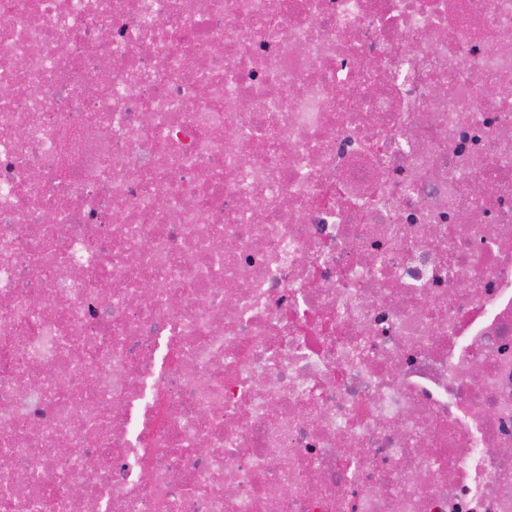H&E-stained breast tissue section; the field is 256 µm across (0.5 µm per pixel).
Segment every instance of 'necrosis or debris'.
Listing matches in <instances>:
<instances>
[{
	"mask_svg": "<svg viewBox=\"0 0 512 512\" xmlns=\"http://www.w3.org/2000/svg\"><path fill=\"white\" fill-rule=\"evenodd\" d=\"M0 512H512V0H0Z\"/></svg>",
	"mask_w": 512,
	"mask_h": 512,
	"instance_id": "necrosis-or-debris-1",
	"label": "necrosis or debris"
}]
</instances>
